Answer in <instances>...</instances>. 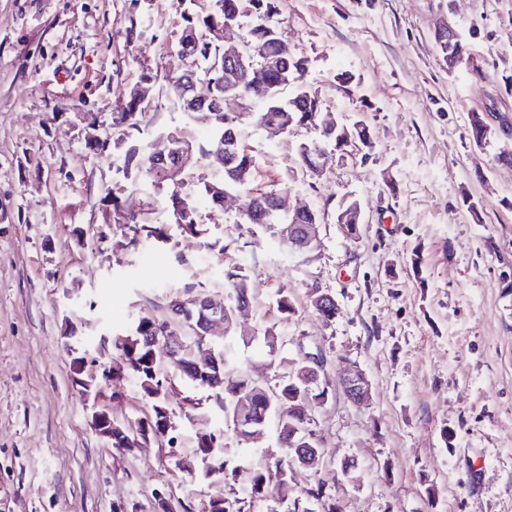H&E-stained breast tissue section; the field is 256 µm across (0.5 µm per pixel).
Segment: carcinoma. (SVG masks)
<instances>
[{
  "mask_svg": "<svg viewBox=\"0 0 512 512\" xmlns=\"http://www.w3.org/2000/svg\"><path fill=\"white\" fill-rule=\"evenodd\" d=\"M236 19L253 18L248 28L247 41L251 43L255 58L262 61L278 54L276 43L265 37V26L268 20L279 21L276 0H188L187 11L183 12L184 25L177 40L178 52L188 53L189 57L201 61L214 59L221 55L219 45L213 38L198 35L200 29L207 31L229 16ZM270 89L254 91L250 98L249 112L235 124L224 123V113H210L211 135L198 144V154L204 158L229 141L241 142L244 125L251 123L257 127L264 123L277 122L280 125L292 123L294 127H308L318 121L322 111L321 100L315 97L302 106L290 107L284 94H293L296 85L284 84V78L277 70L269 74ZM144 100L130 99L123 109L113 113L112 125L119 128L123 135L130 139L139 131L144 112ZM469 135L473 142L480 146L489 138L487 122L480 113L471 116ZM125 164H135L144 169L146 174L159 186L174 180L177 172L166 173L157 169L151 162V153H146L137 144H131L125 154ZM234 167L240 174L236 183L229 178L221 181H199L188 191L173 189L167 195V213L171 214L182 232L192 235L203 233L197 209V199L203 198L209 203L221 205L220 192L228 188L243 189L251 182L255 169L253 156L239 150ZM126 229V225H120ZM129 244L137 246L147 240L158 242L167 238L162 224H149L133 221L129 227ZM248 274L241 266H233L224 270V287L227 290V307L237 306L241 290L247 284ZM196 298L194 289L188 288L182 294L172 297L167 302L169 317L160 320L151 315L137 319L129 334L119 336L114 341L119 361L112 366L115 376H130L143 396L151 401L150 414L134 419L117 420L112 429V447L127 450L130 446L143 442L144 437L151 440L167 439L168 445L178 441L173 435L175 427L167 426L168 414L173 409L168 404V393L172 389L170 379L161 375L159 352L164 349L160 344H152L149 338L158 336L165 330L182 331L188 329L184 338L196 348L197 353L211 352L216 362L210 367H203L197 357L191 356L187 350L167 352L169 361L179 370L184 385L196 390L207 392V398L235 422L234 403L237 392L245 390L252 394V413L262 424L275 423L278 452L268 454L246 468H235L231 477H241L248 487L250 498H268L280 495L283 483L282 475L290 472L289 461L293 460L297 450L305 448L311 441L304 439L302 428L313 419V411L321 405L314 401L320 396L316 392L307 399L298 391V381L293 367L276 376L274 381L256 382L245 374L235 363L233 355V337L214 338L199 327L201 315L193 307ZM263 340L269 352L280 354L285 350L287 341L278 334L274 327L263 330ZM196 455L203 465L202 472L209 476L213 472L226 474L225 448L222 435L213 434L210 439L200 438L196 443ZM155 507L162 512H192L191 506L174 499L170 493L165 498L155 500ZM210 512H249L246 501L224 496L209 499ZM287 512H336V506L330 503V495L322 484H317L295 498Z\"/></svg>",
  "mask_w": 512,
  "mask_h": 512,
  "instance_id": "carcinoma-1",
  "label": "carcinoma"
}]
</instances>
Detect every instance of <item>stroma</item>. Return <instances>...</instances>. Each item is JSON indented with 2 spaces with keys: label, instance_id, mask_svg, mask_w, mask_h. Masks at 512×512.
<instances>
[{
  "label": "stroma",
  "instance_id": "obj_1",
  "mask_svg": "<svg viewBox=\"0 0 512 512\" xmlns=\"http://www.w3.org/2000/svg\"><path fill=\"white\" fill-rule=\"evenodd\" d=\"M280 33L307 57L309 85L339 123L364 121L372 145L329 151L312 179L297 163L315 130L272 139L246 126L256 172L224 206H201L204 229L180 234L164 212L168 187L144 170H116L126 145L112 127L136 86L150 95L137 140L178 132L198 144L204 114L175 109L166 70L180 66L181 0H0V512H154L152 491L203 512L211 496L248 494L221 476L183 477L174 456L223 433L229 466L275 447L273 433L238 441L211 405L189 410L178 448L151 441L120 452L92 429L71 379L69 332L103 364L114 337L165 297L192 287L226 299L224 271L244 266L252 303L240 326L276 325L298 347L321 350L328 398L314 411L318 473L294 470L289 497L325 482L337 512H512V0H278ZM450 22L471 48L447 71L434 40ZM351 80L337 81L339 72ZM494 127L469 138V117ZM111 138L85 143V122ZM289 181L296 204L320 211L315 260L283 251L271 232L243 221L253 194ZM361 203V235L345 240L334 216ZM478 205L477 212L464 199ZM166 224L168 240L134 247L99 233L114 200ZM84 230L76 240L75 230ZM341 305L324 321L310 284ZM287 290L295 314L276 308ZM368 375L358 405L336 382L341 359ZM117 418L150 403L134 381L104 386ZM357 462L353 477L342 460Z\"/></svg>",
  "mask_w": 512,
  "mask_h": 512
}]
</instances>
